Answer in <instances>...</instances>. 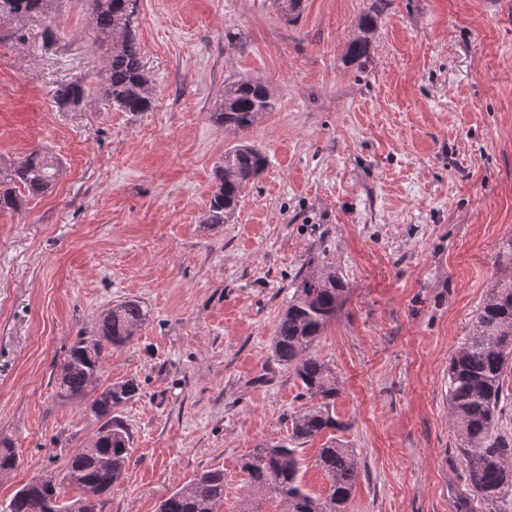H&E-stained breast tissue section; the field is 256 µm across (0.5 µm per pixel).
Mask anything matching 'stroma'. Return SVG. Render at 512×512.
Instances as JSON below:
<instances>
[{
	"label": "stroma",
	"instance_id": "stroma-1",
	"mask_svg": "<svg viewBox=\"0 0 512 512\" xmlns=\"http://www.w3.org/2000/svg\"><path fill=\"white\" fill-rule=\"evenodd\" d=\"M371 0H138L153 87L139 114L95 90L102 59L83 0L0 16V163L56 157L51 194L0 212V437L18 466L0 505L57 475L100 426L56 381L97 316L135 298L149 317L106 348L99 386L130 379L113 414L133 460L97 512H157L195 475L224 472L237 512L242 458L290 439L310 407L274 361L296 280L329 263L344 303L314 353L340 381L337 442L358 476L347 512H460L468 465L448 409L466 342L512 238V0H388L366 60L348 43ZM263 81L278 104L244 133L211 118L224 84ZM80 81L81 103L57 89ZM266 174L234 219L203 218L238 143Z\"/></svg>",
	"mask_w": 512,
	"mask_h": 512
}]
</instances>
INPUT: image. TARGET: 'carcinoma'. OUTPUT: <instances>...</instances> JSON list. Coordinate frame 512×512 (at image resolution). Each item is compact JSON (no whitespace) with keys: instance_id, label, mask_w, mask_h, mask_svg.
Segmentation results:
<instances>
[{"instance_id":"1","label":"carcinoma","mask_w":512,"mask_h":512,"mask_svg":"<svg viewBox=\"0 0 512 512\" xmlns=\"http://www.w3.org/2000/svg\"><path fill=\"white\" fill-rule=\"evenodd\" d=\"M54 0H0V12L28 16L51 9ZM304 0H274L288 22L299 19ZM386 0H372L370 12L358 24L347 55L358 61L367 55L377 28L379 8ZM95 48L103 66L97 88L102 98L119 112L137 114L152 108L150 79L142 63L141 47L131 23L137 0H85ZM86 95L80 82L56 92L65 107L79 104ZM276 107L268 86L254 78L224 83L214 104L212 119L226 130L245 131ZM266 155L249 144L224 151L218 166V184L211 193L203 223L227 224L235 216L243 189L266 171ZM61 166L40 149L19 161L0 166V211H17L49 192L59 179ZM509 268L490 288L473 322L467 341L450 358L448 407L451 422L461 440L468 465L471 490L488 512H506L501 504L512 503V439L495 433L496 418L504 400V377L512 362V238L503 246ZM347 283L336 268L324 265L301 278L279 316L272 337V354L282 366L293 369L302 395L317 401L292 417L290 444L261 443L242 463L247 475L240 512H258L263 500L276 498L286 512H344L357 478L356 456L349 448L327 439L318 449L316 466L329 482L324 498L311 495L300 479L298 447L339 430L333 409L339 380L331 365L312 352L341 307ZM147 320V310L136 299H127L104 310L97 318L94 336L79 338L69 350L58 379V394L84 397L100 374L102 342L120 347L137 335ZM139 384L130 379L104 387L93 401L92 411L103 420L89 445L77 448L62 472L51 479L35 477L19 489L3 512H80L86 498L112 488L128 469L132 456L126 426L112 418V406L137 394ZM17 457L11 444L0 440V475L11 473ZM79 490L76 499L61 497L63 486ZM224 504V471L209 470L194 477L159 505L158 512H218Z\"/></svg>"}]
</instances>
